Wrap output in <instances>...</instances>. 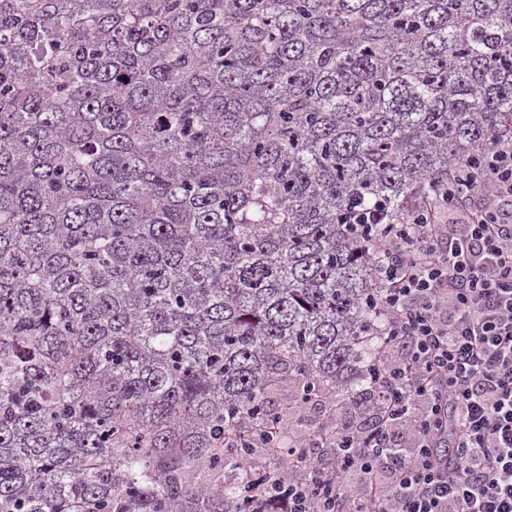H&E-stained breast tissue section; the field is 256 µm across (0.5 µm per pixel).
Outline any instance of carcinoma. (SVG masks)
Returning <instances> with one entry per match:
<instances>
[{
    "mask_svg": "<svg viewBox=\"0 0 512 512\" xmlns=\"http://www.w3.org/2000/svg\"><path fill=\"white\" fill-rule=\"evenodd\" d=\"M510 146L512 0H0V512L247 507L225 429L371 396L378 240Z\"/></svg>",
    "mask_w": 512,
    "mask_h": 512,
    "instance_id": "obj_1",
    "label": "carcinoma"
}]
</instances>
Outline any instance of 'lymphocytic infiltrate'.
<instances>
[{
    "mask_svg": "<svg viewBox=\"0 0 512 512\" xmlns=\"http://www.w3.org/2000/svg\"><path fill=\"white\" fill-rule=\"evenodd\" d=\"M448 180L463 204H431L425 223L377 244L385 334L410 347L379 364L376 397L354 421L335 423V442L356 455L316 457L313 436L282 447V424L270 423L248 473L300 456L317 476L257 488L248 512L279 501L288 512H512V150L453 163ZM402 430L414 439L406 456L390 450Z\"/></svg>",
    "mask_w": 512,
    "mask_h": 512,
    "instance_id": "1",
    "label": "lymphocytic infiltrate"
}]
</instances>
